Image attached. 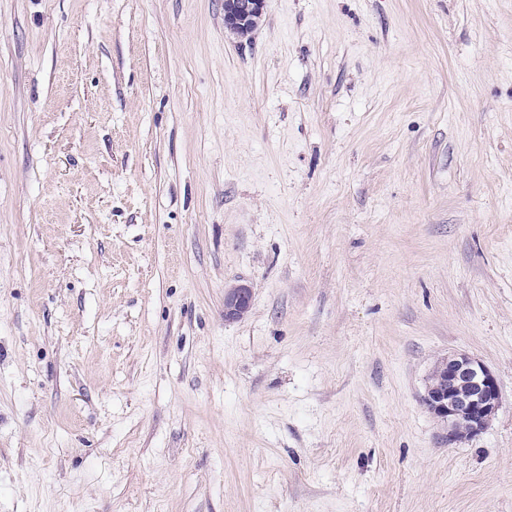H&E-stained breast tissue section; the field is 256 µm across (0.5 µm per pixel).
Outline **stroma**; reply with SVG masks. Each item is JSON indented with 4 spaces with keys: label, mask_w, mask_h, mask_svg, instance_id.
<instances>
[{
    "label": "stroma",
    "mask_w": 512,
    "mask_h": 512,
    "mask_svg": "<svg viewBox=\"0 0 512 512\" xmlns=\"http://www.w3.org/2000/svg\"><path fill=\"white\" fill-rule=\"evenodd\" d=\"M0 512H512V0H0ZM265 6L266 0H225L224 25L240 39L248 40L263 16ZM251 289L245 284H236L224 291V319L234 321L243 318L250 310ZM422 400L446 427V442L451 446L487 429L501 394L494 373L481 360L450 353L435 362Z\"/></svg>",
    "instance_id": "stroma-1"
}]
</instances>
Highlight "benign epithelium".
<instances>
[{"label":"benign epithelium","instance_id":"1","mask_svg":"<svg viewBox=\"0 0 512 512\" xmlns=\"http://www.w3.org/2000/svg\"><path fill=\"white\" fill-rule=\"evenodd\" d=\"M266 0H224V25L248 40L263 16ZM251 289L245 284L224 291V320L243 318L250 310ZM501 400L497 379L481 360L450 353L434 364L423 403L446 427V442L456 445L487 429Z\"/></svg>","mask_w":512,"mask_h":512}]
</instances>
